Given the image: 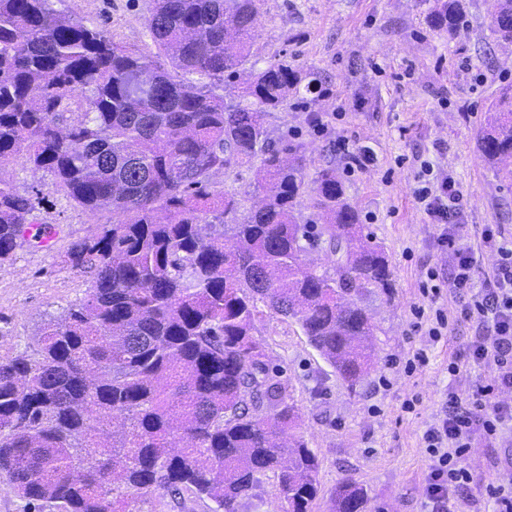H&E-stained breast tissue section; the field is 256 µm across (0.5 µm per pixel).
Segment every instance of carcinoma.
<instances>
[{"mask_svg":"<svg viewBox=\"0 0 512 512\" xmlns=\"http://www.w3.org/2000/svg\"><path fill=\"white\" fill-rule=\"evenodd\" d=\"M496 2L492 33L512 43V0ZM256 13V0H154L157 52L143 54L52 0H0V163L23 149L71 201L112 213L66 254L88 295L0 361V479L26 512H129L128 496L151 490L235 512L269 472L286 512H312L318 462L305 442H280L299 409L254 336L257 303L299 324L352 387L373 362L362 297L390 291L392 272L336 172L310 184L303 146L268 140L264 114L322 81L251 59ZM466 18L464 0H443L428 24L453 34ZM246 63L228 104L224 77ZM478 146L512 181L511 89L488 107ZM256 160L265 199L240 221L211 177ZM306 194L322 223L298 221ZM34 209L0 177V265ZM310 246L333 272L306 267ZM332 512L382 510L345 481Z\"/></svg>","mask_w":512,"mask_h":512,"instance_id":"carcinoma-1","label":"carcinoma"}]
</instances>
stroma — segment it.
Wrapping results in <instances>:
<instances>
[{"label": "stroma", "instance_id": "obj_1", "mask_svg": "<svg viewBox=\"0 0 512 512\" xmlns=\"http://www.w3.org/2000/svg\"><path fill=\"white\" fill-rule=\"evenodd\" d=\"M468 23L448 35L429 29L435 0H258L251 50L267 61L288 60L319 73L316 101L289 99L267 112L269 140L303 143L304 175L313 181L333 167L372 243L386 252L393 271L390 294L372 293L362 305L375 325L376 359L370 373L348 386L309 344L291 319L260 307L256 336L267 360L296 403L293 430L319 461L321 491L314 512H330L339 483L363 485L381 512H431L425 494L429 455L423 434L443 417L446 397H468L491 383L492 368L467 362L483 329L456 319L462 301L448 286L451 262L439 244L443 225L433 223L416 197L422 162L438 178H453L463 209L453 231L475 254V283L485 287L498 262L497 246L512 242V183L501 181L477 148L485 112L501 87L512 85V44L491 32L494 0H465ZM153 0H54L62 14L107 31L126 49L155 52L147 23ZM369 150L367 167L352 163ZM19 191L38 195L36 220L56 227L51 247L22 242L0 265V358L32 343L49 317L83 299L85 274L64 256L73 241L95 232L108 215L90 213L57 192L52 177L23 157L0 167ZM217 187L238 201V216L260 203L255 171L232 167L215 173ZM494 242H486L485 229ZM441 292L424 295L428 272ZM442 309L448 333L430 341L413 328L417 308ZM427 362L414 373L405 364L416 349ZM461 370L449 375V362ZM416 399L414 411L404 403ZM474 482L468 512H487L478 495L485 481L512 479V447L492 448L474 438L463 460ZM131 512H215L207 498L172 496L163 490L133 494Z\"/></svg>", "mask_w": 512, "mask_h": 512}]
</instances>
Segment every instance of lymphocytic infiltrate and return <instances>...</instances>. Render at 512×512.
<instances>
[{
  "mask_svg": "<svg viewBox=\"0 0 512 512\" xmlns=\"http://www.w3.org/2000/svg\"><path fill=\"white\" fill-rule=\"evenodd\" d=\"M417 197L437 224L454 223L462 210L463 196L449 179L422 187ZM439 243L447 248L452 261L449 288L470 296L459 312L460 319L476 321L488 330L469 347L467 359L495 367L492 384L478 388L471 398L464 400L449 392L447 414L423 434L429 454L426 497L434 512H457L462 494L473 481L471 472L461 464L473 435L495 445L512 434V405L502 398L503 393L512 391V248L499 246L501 261L493 273V285L479 289L470 249L460 246L448 232L442 233Z\"/></svg>",
  "mask_w": 512,
  "mask_h": 512,
  "instance_id": "obj_1",
  "label": "lymphocytic infiltrate"
}]
</instances>
